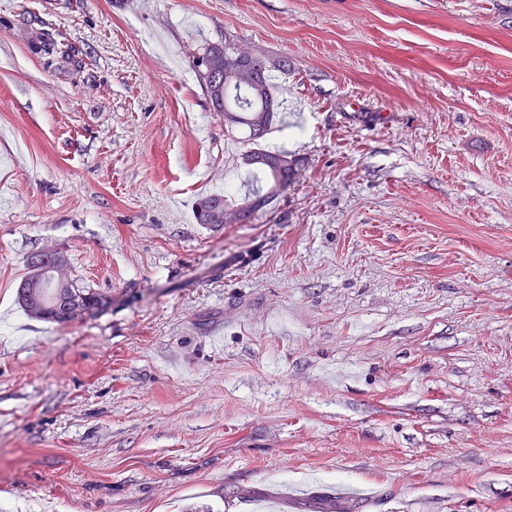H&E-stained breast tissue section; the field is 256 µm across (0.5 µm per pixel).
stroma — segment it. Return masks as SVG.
<instances>
[{
  "mask_svg": "<svg viewBox=\"0 0 512 512\" xmlns=\"http://www.w3.org/2000/svg\"><path fill=\"white\" fill-rule=\"evenodd\" d=\"M57 29L75 58L45 65ZM288 61L254 176L195 76ZM110 295L27 318V255ZM512 512V0H0V512ZM48 33H44L40 39L38 44L34 43L35 50L37 53L42 55V57L46 60V64H50V60L56 55H64L67 57H75L76 49L71 44L64 43V40L60 39V34L56 33L52 29H45ZM237 45L233 40L224 37V41L208 43L201 48L199 57L211 60L208 71L202 69V64L196 63V73L200 84L205 90L213 112H224L228 122L224 125L229 132L233 129L245 130V142L251 144L249 150L243 153L246 166L261 173L266 180L267 190H260L238 199L228 192L224 194H209L199 197L194 203V216L197 224L210 228H223L224 224H249L255 212L263 207L255 205L263 199L265 206L280 192L288 189L297 175L295 160L288 158L286 153H272L265 150L261 141L271 133L276 124L279 104L272 92L271 72L288 70L287 59L272 60L261 53H253L249 62L251 79L249 82L224 81V60L233 64ZM258 159L256 164H247L246 156ZM280 158H288L287 167H279L276 162ZM269 161V162H268ZM264 206V207H265ZM235 214L234 222L225 219V212ZM383 491L377 486H356L347 485L344 486L340 492L336 495L339 498L349 501L363 504H371L379 502L383 497ZM312 495L311 486L298 489L284 486L280 489L278 503L287 506L289 512H303V505Z\"/></svg>",
  "mask_w": 512,
  "mask_h": 512,
  "instance_id": "obj_1",
  "label": "stroma"
}]
</instances>
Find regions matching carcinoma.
I'll return each mask as SVG.
<instances>
[{
  "label": "carcinoma",
  "instance_id": "cac0c4a2",
  "mask_svg": "<svg viewBox=\"0 0 512 512\" xmlns=\"http://www.w3.org/2000/svg\"><path fill=\"white\" fill-rule=\"evenodd\" d=\"M236 43L230 39L209 43L202 48L200 57L211 60L208 71L196 64V73L200 84L209 100L210 110L224 112L228 122L226 128L245 130V141L251 144L243 156L258 159L253 169L261 173L266 180L264 193L254 192L242 199L226 192L199 197L194 203L196 222L210 228H222L228 223L225 213L235 214L234 223L249 224L260 207L255 202L262 199L272 201L280 192L288 189L297 175V164L290 161L288 166L279 167L276 162L288 157L286 153H272L265 150L261 141L271 133L276 124L279 104L272 92L271 72L288 71V60H272L261 53H253L249 62L250 81L225 82L224 61L235 58ZM37 53L50 61L57 55L76 56V49L60 39V34L50 29L43 34L35 45ZM33 254L26 257L27 273L22 278L16 291V302L32 320L63 325L66 306L76 300L84 303L87 317L93 318L105 311L112 304V297L95 288L67 279L57 288L50 287L32 262Z\"/></svg>",
  "mask_w": 512,
  "mask_h": 512
}]
</instances>
